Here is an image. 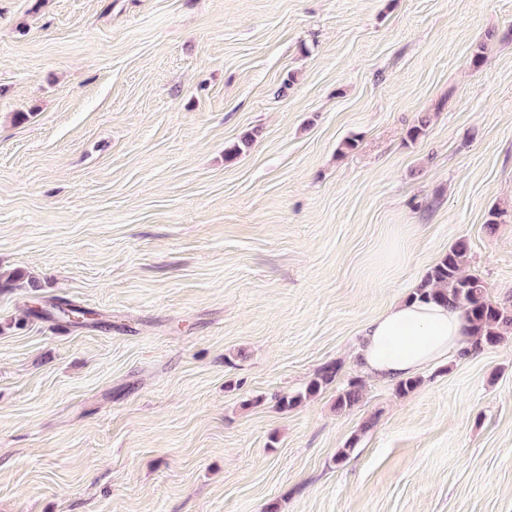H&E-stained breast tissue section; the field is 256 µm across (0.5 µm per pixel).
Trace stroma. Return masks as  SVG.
I'll use <instances>...</instances> for the list:
<instances>
[{
	"label": "stroma",
	"instance_id": "35a3bbf8",
	"mask_svg": "<svg viewBox=\"0 0 512 512\" xmlns=\"http://www.w3.org/2000/svg\"><path fill=\"white\" fill-rule=\"evenodd\" d=\"M460 239L512 300V0H0V512H512V336L358 363ZM340 370L339 364L329 363L319 368L314 378L307 384L304 391H300L292 396H283L280 399V405L284 409L292 408L304 399L309 398L320 391L323 387L331 384L338 375Z\"/></svg>",
	"mask_w": 512,
	"mask_h": 512
}]
</instances>
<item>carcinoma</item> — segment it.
<instances>
[{"instance_id":"obj_1","label":"carcinoma","mask_w":512,"mask_h":512,"mask_svg":"<svg viewBox=\"0 0 512 512\" xmlns=\"http://www.w3.org/2000/svg\"><path fill=\"white\" fill-rule=\"evenodd\" d=\"M469 247L460 239L450 247L425 274L417 288L411 292L425 301L441 302L461 310L472 327L470 347L461 353L466 357L472 353L500 343L504 336L512 335V304L491 301L485 286L475 273L465 272ZM59 312L75 324L93 320L95 312L81 307L59 308ZM340 366L329 363L319 368L306 388L292 396L280 399L284 409L292 408L309 398L323 387L331 384L338 375ZM359 385L352 383L336 398V409L346 411L360 399Z\"/></svg>"}]
</instances>
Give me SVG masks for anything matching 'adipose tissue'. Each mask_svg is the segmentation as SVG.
<instances>
[{"label":"adipose tissue","instance_id":"adipose-tissue-1","mask_svg":"<svg viewBox=\"0 0 512 512\" xmlns=\"http://www.w3.org/2000/svg\"><path fill=\"white\" fill-rule=\"evenodd\" d=\"M469 339V325L461 310L399 299L366 324L359 363L366 375L399 381L463 351Z\"/></svg>","mask_w":512,"mask_h":512}]
</instances>
